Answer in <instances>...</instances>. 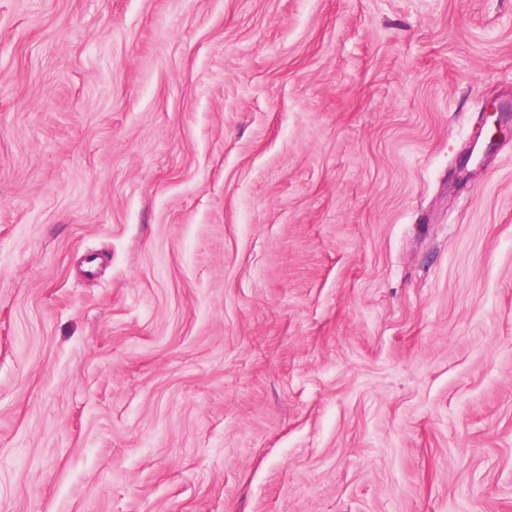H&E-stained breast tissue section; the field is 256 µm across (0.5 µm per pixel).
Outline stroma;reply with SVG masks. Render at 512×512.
I'll return each mask as SVG.
<instances>
[{"label":"stroma","mask_w":512,"mask_h":512,"mask_svg":"<svg viewBox=\"0 0 512 512\" xmlns=\"http://www.w3.org/2000/svg\"><path fill=\"white\" fill-rule=\"evenodd\" d=\"M512 0H0V512H512Z\"/></svg>","instance_id":"1"}]
</instances>
